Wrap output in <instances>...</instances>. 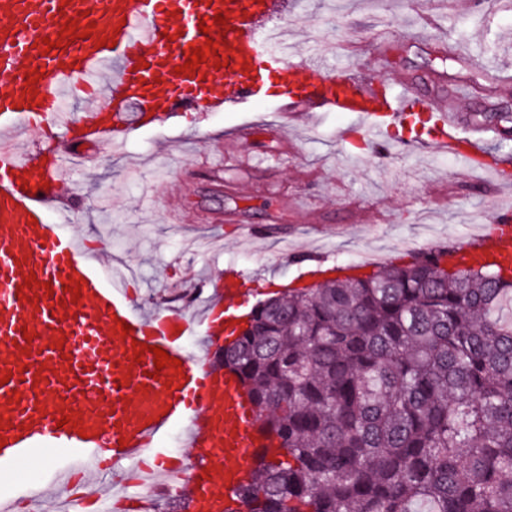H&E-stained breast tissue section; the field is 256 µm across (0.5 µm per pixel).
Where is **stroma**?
Returning <instances> with one entry per match:
<instances>
[{"mask_svg":"<svg viewBox=\"0 0 512 512\" xmlns=\"http://www.w3.org/2000/svg\"><path fill=\"white\" fill-rule=\"evenodd\" d=\"M284 28L300 47L325 46L331 66L379 85L416 82L429 96L473 88L468 112H512V89L480 90L488 65L512 76V0H291ZM274 98L224 112H185L135 129L122 148L78 142L43 123L33 152H60L75 169L59 198L74 229L129 273L134 307L197 308L225 269L246 273L251 310L315 281L314 261L349 266L457 245L512 201L481 172L422 142L371 148L349 114L285 125ZM255 230L242 235L243 227ZM52 461L19 465L0 493L53 481Z\"/></svg>","mask_w":512,"mask_h":512,"instance_id":"35a3bbf8","label":"stroma"}]
</instances>
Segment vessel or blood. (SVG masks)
<instances>
[{"label":"vessel or blood","instance_id":"obj_1","mask_svg":"<svg viewBox=\"0 0 512 512\" xmlns=\"http://www.w3.org/2000/svg\"><path fill=\"white\" fill-rule=\"evenodd\" d=\"M279 0H0V471L50 454L61 461L58 495L49 512H85L95 496L74 493L76 481L107 464L127 465L141 492L177 487L190 512H224L259 468L270 441L238 377L208 354L188 355L185 337L211 340L224 332L214 308L233 303L240 271L224 272L198 315H149L129 303L121 278L95 264L69 229L71 210L48 211L58 198L63 161L21 153L10 139L36 119L71 127L63 100L72 90L136 104L149 115L219 111L263 98L278 79L283 112L354 114L372 143L390 128L431 124L430 137L465 166L489 158L469 137L450 133L448 110L408 82L380 91L348 68H330L319 50L289 43L265 21ZM223 15L225 25L215 24ZM74 23L88 38L63 31ZM207 32H200V25ZM54 41L44 49L43 39ZM115 39L114 47L104 39ZM211 47L199 68H186L193 49ZM37 83L26 84L30 71ZM83 138L123 145L133 126L87 111ZM55 208V207H54ZM451 259L512 261V219L502 218L461 246ZM38 282L25 286L29 275ZM147 345L135 356L136 345ZM174 365L154 376L153 348ZM71 423H63V416ZM179 427L194 464L172 456L164 440ZM224 472L214 476L210 462Z\"/></svg>","mask_w":512,"mask_h":512}]
</instances>
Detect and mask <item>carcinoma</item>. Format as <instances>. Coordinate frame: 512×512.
Instances as JSON below:
<instances>
[{
    "label": "carcinoma",
    "mask_w": 512,
    "mask_h": 512,
    "mask_svg": "<svg viewBox=\"0 0 512 512\" xmlns=\"http://www.w3.org/2000/svg\"><path fill=\"white\" fill-rule=\"evenodd\" d=\"M454 119L512 148V114ZM446 256L250 311L220 355L279 442L250 512H512V275Z\"/></svg>",
    "instance_id": "carcinoma-1"
}]
</instances>
